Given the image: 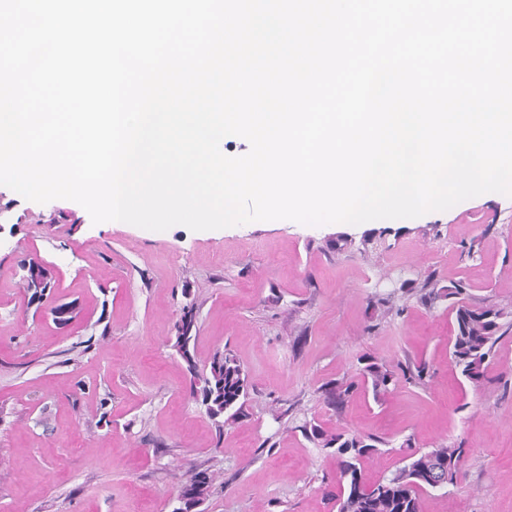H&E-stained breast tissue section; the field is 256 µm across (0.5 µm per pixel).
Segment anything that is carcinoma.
Returning <instances> with one entry per match:
<instances>
[{
  "label": "carcinoma",
  "mask_w": 512,
  "mask_h": 512,
  "mask_svg": "<svg viewBox=\"0 0 512 512\" xmlns=\"http://www.w3.org/2000/svg\"><path fill=\"white\" fill-rule=\"evenodd\" d=\"M414 301L429 307L442 301L449 303L455 321L450 349L452 361L468 382L482 386L497 341L512 327V308L477 299L463 281L441 286L430 274L417 282L405 280L392 292L376 296L385 317L402 314ZM195 312L193 303L183 307L176 340L192 376L189 398L204 406L207 417L222 435L248 416L249 375L228 348L215 352L208 366L197 368L191 352V345L196 341L192 334ZM359 363L362 367L356 374L329 380L316 391L318 401L339 417L357 395L370 393L374 401L380 402L403 383L425 385V367L421 365L394 366L367 353L359 358ZM271 412L277 420L288 418L292 430L301 432L315 447L331 450L336 457V484L327 489L326 496L336 500L337 512H421V495L432 490V480L445 472L450 485L459 478L465 449L441 441L427 450H415L412 438L408 437L400 444L410 449L403 457V466L369 483L364 477L365 465L384 453L383 447L388 445L385 439L372 434L361 436L339 429L327 430L315 417L308 416L297 401L286 408L275 404ZM214 480L215 476L205 469L188 470L178 487L177 506L172 512H190L203 504Z\"/></svg>",
  "instance_id": "carcinoma-1"
}]
</instances>
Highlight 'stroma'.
Instances as JSON below:
<instances>
[{"instance_id": "1", "label": "stroma", "mask_w": 512, "mask_h": 512, "mask_svg": "<svg viewBox=\"0 0 512 512\" xmlns=\"http://www.w3.org/2000/svg\"><path fill=\"white\" fill-rule=\"evenodd\" d=\"M0 512H172L183 474L217 472L201 512H336L324 493L336 460L273 419L301 399L328 429L390 440L366 464L374 481L400 444L467 450L462 474L423 512H512V332L474 387L454 367L447 303L383 316L376 295L431 274L512 305V197L498 193L413 223L268 224L150 231L93 223L78 203H36L0 186ZM55 268L48 307H28L23 265ZM75 304L57 325L49 308ZM196 306L198 365L231 349L248 371V416L217 433L186 397L171 349ZM301 345H294V338ZM370 353L425 363L426 387L384 403L356 396L337 416L315 398Z\"/></svg>"}]
</instances>
